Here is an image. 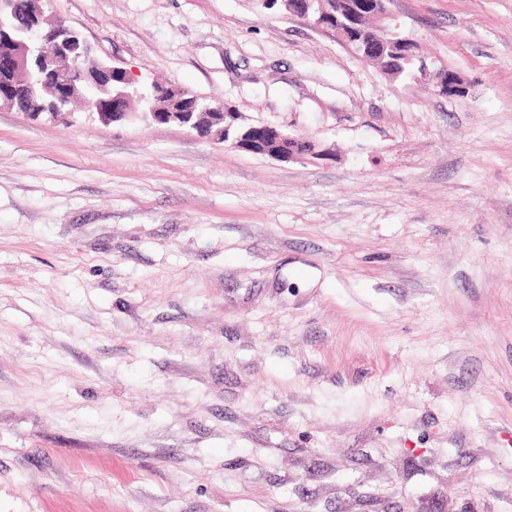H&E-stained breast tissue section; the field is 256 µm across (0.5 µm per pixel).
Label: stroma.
<instances>
[{"label": "stroma", "instance_id": "1", "mask_svg": "<svg viewBox=\"0 0 512 512\" xmlns=\"http://www.w3.org/2000/svg\"><path fill=\"white\" fill-rule=\"evenodd\" d=\"M308 136L0 109V512H512V0H390L462 96L256 0H41ZM300 145L294 149L289 150L288 153L278 158L281 161H313V160H329L333 154L328 149L322 148L323 146L316 140L302 139Z\"/></svg>", "mask_w": 512, "mask_h": 512}]
</instances>
